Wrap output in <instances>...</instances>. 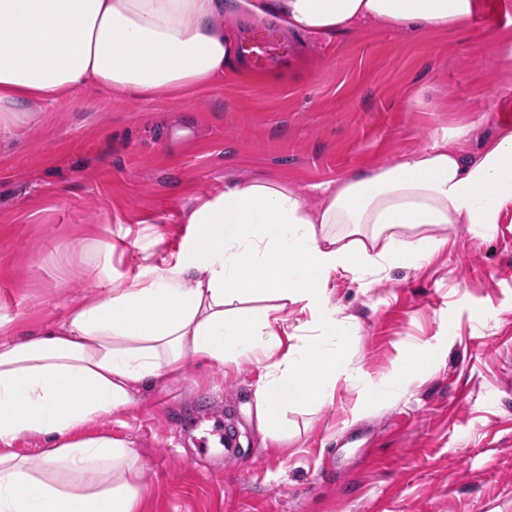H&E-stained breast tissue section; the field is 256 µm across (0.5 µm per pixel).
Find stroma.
I'll return each instance as SVG.
<instances>
[{
  "mask_svg": "<svg viewBox=\"0 0 512 512\" xmlns=\"http://www.w3.org/2000/svg\"><path fill=\"white\" fill-rule=\"evenodd\" d=\"M476 14L479 29L288 34L262 74L235 57L194 94L85 88L0 115V342L103 295L90 248L111 246L116 280L178 252L186 213L225 183L278 180L313 208L322 186L444 130L469 127L458 149L477 153L512 128V77L487 36L512 31V0ZM443 234L423 262L331 279L355 324L338 342L352 379L288 408L279 444L256 428L260 370L246 360L185 361L101 419L140 457L144 512H512V209ZM202 406L235 432L236 456L198 454L182 424Z\"/></svg>",
  "mask_w": 512,
  "mask_h": 512,
  "instance_id": "35a3bbf8",
  "label": "stroma"
}]
</instances>
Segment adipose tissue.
I'll use <instances>...</instances> for the list:
<instances>
[{"label": "adipose tissue", "instance_id": "obj_1", "mask_svg": "<svg viewBox=\"0 0 512 512\" xmlns=\"http://www.w3.org/2000/svg\"><path fill=\"white\" fill-rule=\"evenodd\" d=\"M477 0H0V113L24 112L88 85L154 97L224 76L234 54L226 24L240 10L284 29L330 35L370 21L390 29L466 25ZM445 131L394 165L325 186L316 210L287 185H225L186 215L194 234L177 255L72 308L39 335L0 343V512H141L143 466L126 441L86 430L133 393L188 360H255L257 429L284 437L291 405L330 397L345 368L336 339L351 322L331 308L332 274L405 259L447 243L438 227H492L512 207V128L471 157ZM316 336L291 341L288 305ZM22 435L48 449L11 452Z\"/></svg>", "mask_w": 512, "mask_h": 512}]
</instances>
